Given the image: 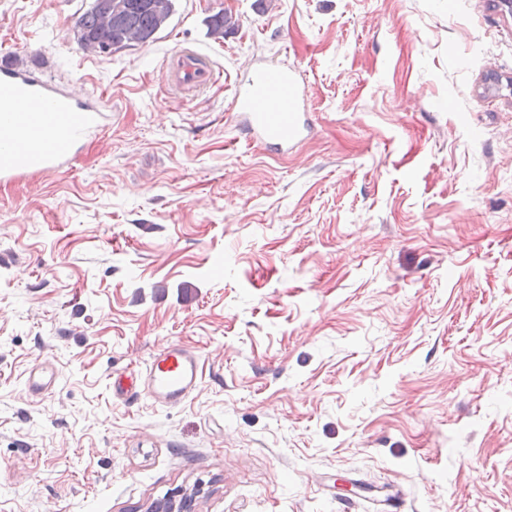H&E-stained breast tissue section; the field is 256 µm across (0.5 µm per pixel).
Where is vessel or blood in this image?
Wrapping results in <instances>:
<instances>
[{
	"instance_id": "b4317fda",
	"label": "vessel or blood",
	"mask_w": 512,
	"mask_h": 512,
	"mask_svg": "<svg viewBox=\"0 0 512 512\" xmlns=\"http://www.w3.org/2000/svg\"><path fill=\"white\" fill-rule=\"evenodd\" d=\"M169 84L181 91H193L216 82L217 74L208 58L196 51L178 52L166 72ZM308 90L297 73L285 65L266 63L252 68L235 87L232 107L249 140L288 154L309 132L306 113ZM21 98L27 109L45 116L47 123H62L67 132L45 149L28 155H0V180L22 172L49 170L77 150L78 143L100 119L97 104L72 96L53 80L20 64L0 60V112L11 109ZM198 355L172 345L155 354L142 373L154 402L172 407L183 402L201 381Z\"/></svg>"
}]
</instances>
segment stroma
Segmentation results:
<instances>
[{"label": "stroma", "instance_id": "obj_1", "mask_svg": "<svg viewBox=\"0 0 512 512\" xmlns=\"http://www.w3.org/2000/svg\"><path fill=\"white\" fill-rule=\"evenodd\" d=\"M90 4L0 0V52L103 111L0 182V512L198 485L197 512H512V14L175 0L98 56ZM186 47L223 73L198 97L165 78ZM269 61L309 89L285 155L233 116ZM173 343L202 367L184 402L112 396Z\"/></svg>", "mask_w": 512, "mask_h": 512}]
</instances>
